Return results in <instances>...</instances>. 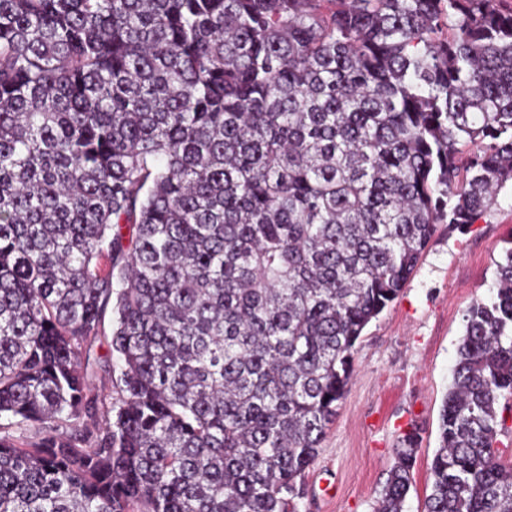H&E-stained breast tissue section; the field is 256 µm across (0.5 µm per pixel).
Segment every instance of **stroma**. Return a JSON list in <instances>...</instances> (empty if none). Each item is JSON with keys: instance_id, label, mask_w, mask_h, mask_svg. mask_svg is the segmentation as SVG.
<instances>
[{"instance_id": "1", "label": "stroma", "mask_w": 512, "mask_h": 512, "mask_svg": "<svg viewBox=\"0 0 512 512\" xmlns=\"http://www.w3.org/2000/svg\"><path fill=\"white\" fill-rule=\"evenodd\" d=\"M509 248L511 187L465 230L437 225L398 298L356 346L353 380L301 481L299 512H374L394 450L414 427L421 442L405 512H422L463 313L471 302L490 298L497 263Z\"/></svg>"}]
</instances>
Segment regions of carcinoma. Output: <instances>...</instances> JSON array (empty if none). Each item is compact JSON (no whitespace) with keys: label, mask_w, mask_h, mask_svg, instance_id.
<instances>
[{"label":"carcinoma","mask_w":512,"mask_h":512,"mask_svg":"<svg viewBox=\"0 0 512 512\" xmlns=\"http://www.w3.org/2000/svg\"><path fill=\"white\" fill-rule=\"evenodd\" d=\"M509 183L512 0H0V416L45 429L0 512H297L364 329ZM463 321L424 512H512V248ZM499 419L503 417L504 426L498 435V449L505 464L512 461V401L501 400L498 408Z\"/></svg>","instance_id":"obj_1"}]
</instances>
